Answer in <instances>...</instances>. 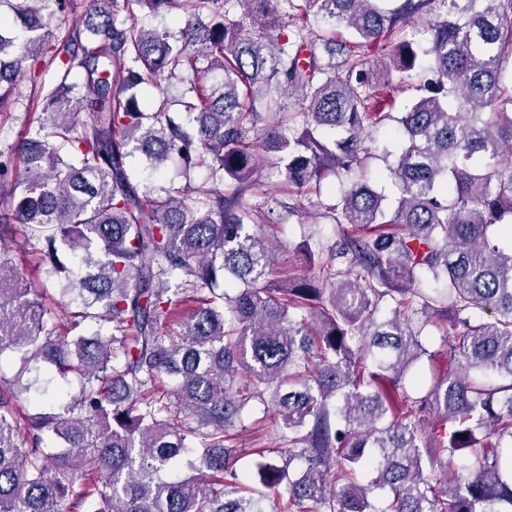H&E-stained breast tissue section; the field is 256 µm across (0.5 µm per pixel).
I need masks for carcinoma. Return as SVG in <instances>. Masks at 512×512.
<instances>
[{"label":"carcinoma","mask_w":512,"mask_h":512,"mask_svg":"<svg viewBox=\"0 0 512 512\" xmlns=\"http://www.w3.org/2000/svg\"><path fill=\"white\" fill-rule=\"evenodd\" d=\"M93 2L0 0L21 30L0 22V112L26 68L59 74L34 86L45 118L0 153V227L26 226L70 318L59 328L0 243V357L18 365L0 379V512H512V0ZM421 21L425 40L407 38ZM393 71L418 92L401 112ZM162 81L184 116L144 96ZM383 127L400 142L391 205L353 175ZM259 146L296 202H246ZM172 164L205 177L176 187ZM331 176L339 200H313ZM274 214L353 231L326 260L304 241L321 278L277 287L249 229ZM89 318L109 333L73 334ZM429 327L448 368L427 377ZM48 366L78 394L23 412ZM254 401L288 438L255 463L285 486L274 507L225 445ZM445 454L471 462L446 499Z\"/></svg>","instance_id":"carcinoma-1"}]
</instances>
